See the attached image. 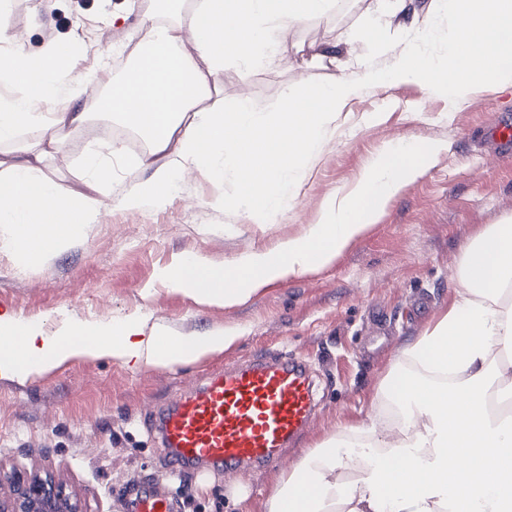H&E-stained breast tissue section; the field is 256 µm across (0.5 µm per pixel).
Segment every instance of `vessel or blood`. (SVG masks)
<instances>
[{
  "label": "vessel or blood",
  "mask_w": 512,
  "mask_h": 512,
  "mask_svg": "<svg viewBox=\"0 0 512 512\" xmlns=\"http://www.w3.org/2000/svg\"><path fill=\"white\" fill-rule=\"evenodd\" d=\"M315 408L312 384L294 359L258 358L225 368L160 414L173 467H259L304 430ZM136 512H172L169 495L143 491Z\"/></svg>",
  "instance_id": "b4317fda"
}]
</instances>
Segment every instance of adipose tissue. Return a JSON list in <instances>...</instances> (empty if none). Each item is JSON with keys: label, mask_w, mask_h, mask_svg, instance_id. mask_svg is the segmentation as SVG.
Here are the masks:
<instances>
[{"label": "adipose tissue", "mask_w": 512, "mask_h": 512, "mask_svg": "<svg viewBox=\"0 0 512 512\" xmlns=\"http://www.w3.org/2000/svg\"><path fill=\"white\" fill-rule=\"evenodd\" d=\"M155 0L131 34L135 63L96 102L98 114L121 120L147 141L131 165L150 170L130 184L116 208L161 205L188 171L220 182L236 177L238 204L275 217L294 197L292 173L323 146L337 112L365 84L419 81L457 100L493 84L512 87V0H453L454 24L442 58L415 51L394 69L370 68L331 82H308L286 94L275 111L249 98L225 108L219 83L227 64L253 71L279 63L290 30L326 14L333 0ZM68 41L48 42L37 56L0 28V244L29 265L44 263L95 223L112 182L120 143L84 160L89 190L75 193L46 176L42 164L62 150L64 132L84 124L72 87ZM55 112H48V105ZM41 127V141L18 136ZM442 150L429 142L419 160L409 147L384 146L349 195L331 199L300 237L252 252L232 268L204 257L179 259L158 278L196 303L230 307L267 284L332 265L337 255L377 223L407 182L423 176ZM458 288L447 312L407 341L379 387L398 408L396 436L376 424L353 425L305 449L274 478L262 512H512V414L487 410L492 396L512 397V216L481 230L463 250ZM231 331L202 336L145 335L143 322H64L48 333L0 312V378L23 380L76 356L169 368L219 354ZM375 456L357 459L356 439Z\"/></svg>", "instance_id": "1"}]
</instances>
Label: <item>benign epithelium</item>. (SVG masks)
Here are the masks:
<instances>
[{
  "label": "benign epithelium",
  "mask_w": 512,
  "mask_h": 512,
  "mask_svg": "<svg viewBox=\"0 0 512 512\" xmlns=\"http://www.w3.org/2000/svg\"><path fill=\"white\" fill-rule=\"evenodd\" d=\"M0 512H90L85 500L48 470L6 469L0 465Z\"/></svg>",
  "instance_id": "benign-epithelium-1"
}]
</instances>
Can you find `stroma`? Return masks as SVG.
Masks as SVG:
<instances>
[{
  "instance_id": "obj_1",
  "label": "stroma",
  "mask_w": 512,
  "mask_h": 512,
  "mask_svg": "<svg viewBox=\"0 0 512 512\" xmlns=\"http://www.w3.org/2000/svg\"><path fill=\"white\" fill-rule=\"evenodd\" d=\"M153 0H5L0 25L23 28L28 54L52 40L76 49L72 85L90 117L67 133L65 160L49 161L48 176L76 191L86 188L84 157L118 140L123 123L93 111L111 80L133 63L130 33ZM377 34L366 40L365 29ZM430 30L429 42L416 40ZM350 43H342L343 34ZM448 38L447 12L419 0L406 25L380 16L375 0H336L327 14L292 30L301 49L336 44L335 56L308 68L300 52L280 65L248 73L224 69L225 106L246 96L275 108L303 82H326L369 66L389 70L413 50L440 57ZM512 117V91L494 85L451 102L423 83L365 86L327 132L321 153L301 171L295 199L265 220L237 206L233 181L199 174L180 181L163 205L126 212L105 205L97 223L60 255L38 266L0 251V312L10 310L53 332L65 320L102 323L135 316L145 332L171 336L234 330L223 354L169 369L132 367L110 357L76 358L27 380L0 379V464L51 468L92 512H135L144 488L169 477L177 512H260L273 474L307 446L340 428L369 421L379 384L404 342L446 312L457 288L463 246L481 229L512 215V155L494 157L492 126ZM444 148L428 172L392 200L377 224L329 267L289 280L234 307L199 306L160 282L157 271L200 254L226 266L253 251L302 236L329 199L351 192L370 159L385 145ZM289 354L308 367L318 404L306 430L263 467L239 477L250 500L234 505L224 494L222 468L182 466L171 473L152 418L175 398L230 363Z\"/></svg>"
}]
</instances>
